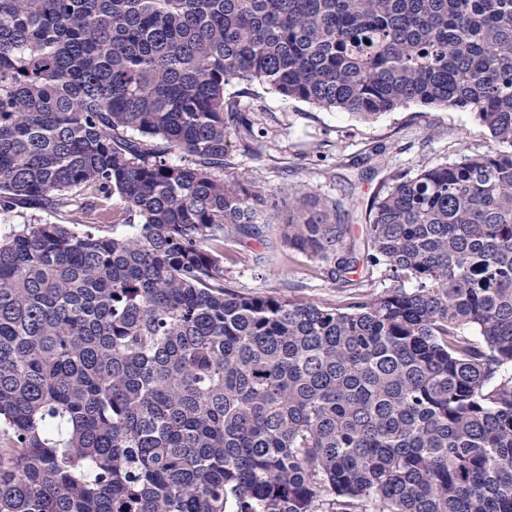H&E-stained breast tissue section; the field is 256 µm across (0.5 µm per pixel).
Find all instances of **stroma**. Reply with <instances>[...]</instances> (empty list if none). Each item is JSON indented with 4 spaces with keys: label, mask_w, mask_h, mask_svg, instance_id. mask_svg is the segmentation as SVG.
Wrapping results in <instances>:
<instances>
[{
    "label": "stroma",
    "mask_w": 512,
    "mask_h": 512,
    "mask_svg": "<svg viewBox=\"0 0 512 512\" xmlns=\"http://www.w3.org/2000/svg\"><path fill=\"white\" fill-rule=\"evenodd\" d=\"M228 94L253 123L261 144L244 153L230 138L225 176L255 182L271 193L282 213L295 206L289 190L338 206L359 252H366L364 230L373 202L394 176L493 147V139L470 111L409 104L361 121L341 111L286 100L258 84L231 81ZM224 276L247 293L301 297L326 305L346 300L348 291L333 281L324 263L284 242L281 227L266 224L260 236L238 235L224 242Z\"/></svg>",
    "instance_id": "obj_1"
}]
</instances>
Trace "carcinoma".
Instances as JSON below:
<instances>
[{
  "instance_id": "1",
  "label": "carcinoma",
  "mask_w": 512,
  "mask_h": 512,
  "mask_svg": "<svg viewBox=\"0 0 512 512\" xmlns=\"http://www.w3.org/2000/svg\"><path fill=\"white\" fill-rule=\"evenodd\" d=\"M234 79L496 147L397 179L362 257L282 222L346 302L245 293L224 237L277 204L224 177ZM115 195L123 235L0 240V512H512V0H0V212Z\"/></svg>"
}]
</instances>
